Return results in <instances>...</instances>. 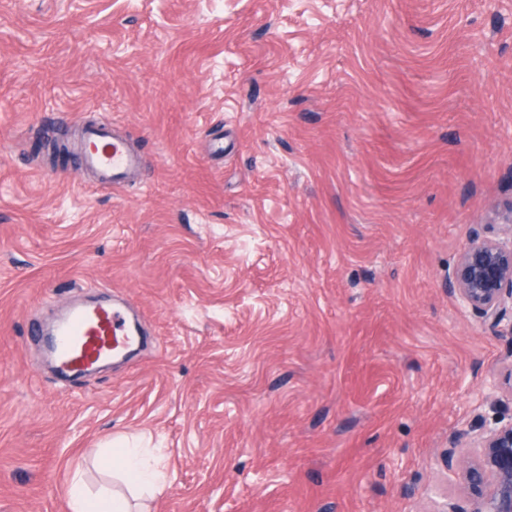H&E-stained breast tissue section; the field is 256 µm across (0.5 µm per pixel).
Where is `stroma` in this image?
<instances>
[{
    "mask_svg": "<svg viewBox=\"0 0 512 512\" xmlns=\"http://www.w3.org/2000/svg\"><path fill=\"white\" fill-rule=\"evenodd\" d=\"M107 119L143 159L99 186ZM512 204V0H0V512H69L156 449L148 512L465 505L451 433L512 365L448 292ZM138 321L59 380L74 300ZM106 461L142 495L161 494L167 487L168 477L164 468L150 462L140 448H112Z\"/></svg>",
    "mask_w": 512,
    "mask_h": 512,
    "instance_id": "1",
    "label": "stroma"
}]
</instances>
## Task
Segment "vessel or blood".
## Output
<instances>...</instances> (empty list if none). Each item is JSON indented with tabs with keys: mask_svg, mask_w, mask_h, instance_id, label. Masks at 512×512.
<instances>
[{
	"mask_svg": "<svg viewBox=\"0 0 512 512\" xmlns=\"http://www.w3.org/2000/svg\"><path fill=\"white\" fill-rule=\"evenodd\" d=\"M82 164L95 172L99 184L120 185L124 177L137 173L138 156L119 138L102 127L89 129L80 156ZM138 330L120 320L114 305H76L53 324L50 336L55 363L66 374H82L107 357L133 344Z\"/></svg>",
	"mask_w": 512,
	"mask_h": 512,
	"instance_id": "1",
	"label": "vessel or blood"
}]
</instances>
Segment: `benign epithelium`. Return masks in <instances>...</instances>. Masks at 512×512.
<instances>
[{
  "instance_id": "obj_1",
  "label": "benign epithelium",
  "mask_w": 512,
  "mask_h": 512,
  "mask_svg": "<svg viewBox=\"0 0 512 512\" xmlns=\"http://www.w3.org/2000/svg\"><path fill=\"white\" fill-rule=\"evenodd\" d=\"M501 235L473 237L448 274V292L460 307L477 311L483 324L512 344V206L501 214ZM466 437H449L443 461L465 480L470 508L448 503L439 512H512V419L480 427L470 441L472 458L457 454Z\"/></svg>"
}]
</instances>
